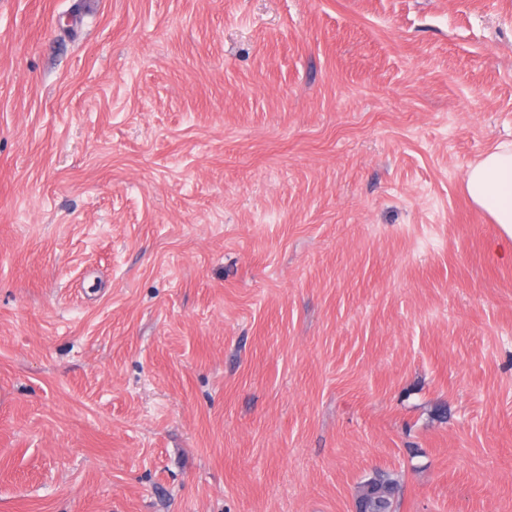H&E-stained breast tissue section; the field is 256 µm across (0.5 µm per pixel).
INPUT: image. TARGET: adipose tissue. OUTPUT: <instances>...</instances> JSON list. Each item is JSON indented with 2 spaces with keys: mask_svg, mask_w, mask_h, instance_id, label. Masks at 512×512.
Segmentation results:
<instances>
[{
  "mask_svg": "<svg viewBox=\"0 0 512 512\" xmlns=\"http://www.w3.org/2000/svg\"><path fill=\"white\" fill-rule=\"evenodd\" d=\"M466 189L473 203L487 212L512 240V145L500 144L469 165Z\"/></svg>",
  "mask_w": 512,
  "mask_h": 512,
  "instance_id": "ef3b65f1",
  "label": "adipose tissue"
}]
</instances>
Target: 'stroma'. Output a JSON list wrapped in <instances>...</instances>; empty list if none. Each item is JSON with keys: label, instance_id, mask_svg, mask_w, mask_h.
Listing matches in <instances>:
<instances>
[{"label": "stroma", "instance_id": "obj_1", "mask_svg": "<svg viewBox=\"0 0 512 512\" xmlns=\"http://www.w3.org/2000/svg\"><path fill=\"white\" fill-rule=\"evenodd\" d=\"M512 0H0V512H512ZM465 181L473 203L512 240V145L499 144L469 165ZM371 484L363 512H394L396 497L400 492L399 483L389 474L380 473L365 482Z\"/></svg>", "mask_w": 512, "mask_h": 512}]
</instances>
